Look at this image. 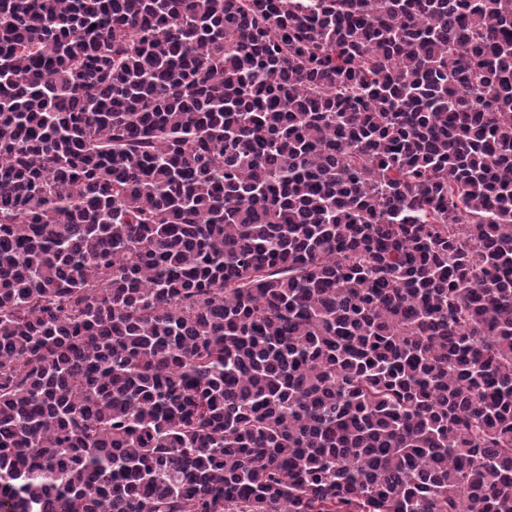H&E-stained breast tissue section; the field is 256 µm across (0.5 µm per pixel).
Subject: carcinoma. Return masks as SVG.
I'll return each instance as SVG.
<instances>
[{
    "label": "carcinoma",
    "mask_w": 512,
    "mask_h": 512,
    "mask_svg": "<svg viewBox=\"0 0 512 512\" xmlns=\"http://www.w3.org/2000/svg\"><path fill=\"white\" fill-rule=\"evenodd\" d=\"M0 512H512V0H0Z\"/></svg>",
    "instance_id": "obj_1"
}]
</instances>
